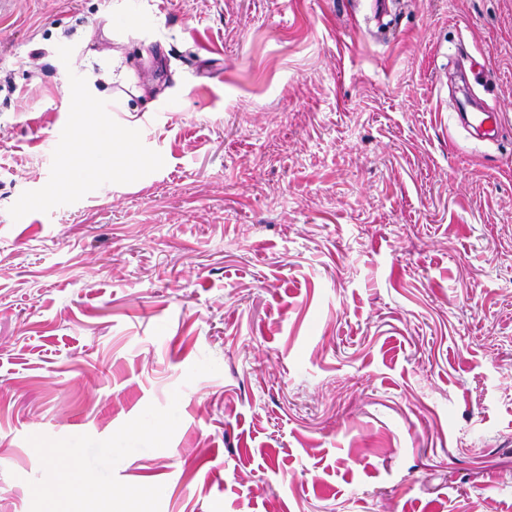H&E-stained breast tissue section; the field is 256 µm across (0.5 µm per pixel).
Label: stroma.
<instances>
[{
	"label": "stroma",
	"instance_id": "obj_1",
	"mask_svg": "<svg viewBox=\"0 0 512 512\" xmlns=\"http://www.w3.org/2000/svg\"><path fill=\"white\" fill-rule=\"evenodd\" d=\"M128 441L83 512H512V0H0V512Z\"/></svg>",
	"mask_w": 512,
	"mask_h": 512
}]
</instances>
